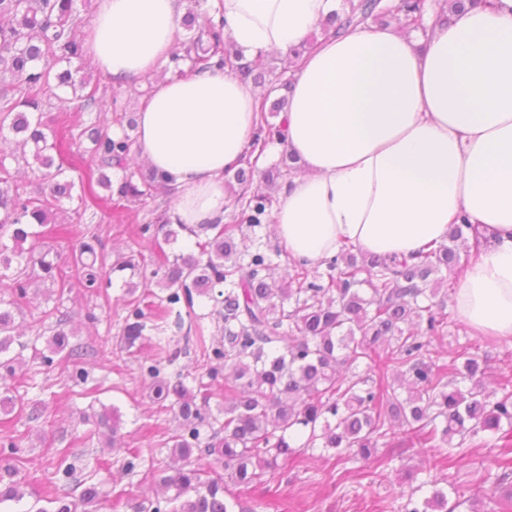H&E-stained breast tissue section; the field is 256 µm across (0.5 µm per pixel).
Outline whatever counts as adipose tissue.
Listing matches in <instances>:
<instances>
[{
	"label": "adipose tissue",
	"mask_w": 512,
	"mask_h": 512,
	"mask_svg": "<svg viewBox=\"0 0 512 512\" xmlns=\"http://www.w3.org/2000/svg\"><path fill=\"white\" fill-rule=\"evenodd\" d=\"M209 2L249 58L318 36L286 92L302 171L280 183L271 222L289 258L314 267L345 242L407 256L466 215L488 245L463 263L458 315L512 343V0L464 6L423 37L402 22L321 33L340 0ZM183 14V0H97L86 57L114 86L150 79L135 151L170 178V223L220 224L224 176L245 161L259 114L222 70L167 72Z\"/></svg>",
	"instance_id": "ef3b65f1"
}]
</instances>
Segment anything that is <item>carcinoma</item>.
<instances>
[{
  "label": "carcinoma",
  "mask_w": 512,
  "mask_h": 512,
  "mask_svg": "<svg viewBox=\"0 0 512 512\" xmlns=\"http://www.w3.org/2000/svg\"><path fill=\"white\" fill-rule=\"evenodd\" d=\"M77 0H0V130L17 136L11 154L0 152V370L16 374L17 356L5 357L16 341L15 315L28 301L37 281L51 282L60 292L76 282L94 292L108 288L114 269L140 273L127 260L114 268L102 234L95 228L79 244L74 265L65 269L49 251H36L42 228L56 223L63 204L81 221L87 201L75 192L62 155L63 144L89 142L94 169L89 178L117 195V204L142 207L172 192L168 181L152 171L133 170L129 156L135 144V118L118 97L111 98L115 123L112 134L101 120L105 102L91 76L73 64L84 59ZM348 7L326 22V30L344 33L369 18L383 20L401 13L409 26L426 31L425 4L420 0H346ZM185 25L196 30L172 55L176 73L187 61L193 69L212 65L230 68L243 82L263 87L257 141L261 146L285 144L287 97L268 103L287 83L266 78L262 57L245 61L233 52L216 25L188 9ZM69 89L75 111L94 116L89 122L68 125L53 115L50 96ZM279 122L272 123L270 118ZM25 164L38 182L37 191L15 178L7 158ZM294 157L283 152L278 163L265 170L241 168L234 179L240 223L168 224L164 215L143 224L141 235L160 233L167 244L186 238L184 248L161 253L153 272L155 285L166 292L158 297L152 323H147L142 299L126 302L127 315L119 345L130 352L146 334L156 337L159 349L170 347L166 323L186 343L195 346L204 376L178 370L167 373L182 350L176 348L167 364L144 368L154 399L168 403L178 421L169 437L171 464L159 470L158 480L171 495L170 512H262L269 505L245 506L228 489L258 485L273 475L278 460L318 448L334 452L338 460L357 457L382 467L391 459L376 454L379 445L398 438L414 448L448 447L451 460L464 444L503 448L512 444V390L490 388L487 366L466 350L444 355L433 342L448 330L453 317L439 297L440 282L433 275L459 264L458 242L466 241L467 223L452 224L448 242L411 257H380L343 245L314 268L295 261L288 279L276 277L278 265L267 251L246 243L242 225L259 227L270 221L271 190L294 170ZM122 171L113 184L107 171ZM224 319V336L214 343L197 318L184 326L181 303L194 310L195 299L213 298L216 286ZM67 315L56 318L48 341L51 355L41 364H76L96 353L69 346ZM364 364L367 370L354 368ZM224 373V419L207 412L210 383ZM192 379L194 386L187 385ZM209 382H204V379ZM458 442H453L454 438ZM12 461L0 467V505L23 498L13 480L19 440L8 442ZM79 458L62 452L54 476L75 479ZM10 480H5V477ZM101 497L97 485L85 486L79 496L52 499L53 512H91ZM401 512H448V491L432 476L402 493Z\"/></svg>",
  "instance_id": "carcinoma-1"
}]
</instances>
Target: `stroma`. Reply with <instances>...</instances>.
Wrapping results in <instances>:
<instances>
[{
    "label": "stroma",
    "mask_w": 512,
    "mask_h": 512,
    "mask_svg": "<svg viewBox=\"0 0 512 512\" xmlns=\"http://www.w3.org/2000/svg\"><path fill=\"white\" fill-rule=\"evenodd\" d=\"M96 200L88 208L82 224L71 235L57 234L53 226H45L40 243L57 252L67 264L78 247L84 228L101 227L112 259L134 256L143 274H151L158 266L157 247L148 240L132 241V229L124 213L115 209L104 188H96ZM129 272L112 276L109 299L81 288H73L64 298H57L51 283L31 288L29 301L16 316L25 340L36 341V349L12 346V354L22 357L24 367L36 371V385L24 387L17 379L0 381V398L9 397L14 407L8 414V429L0 431V443L8 434H24L22 455L26 460L17 480L23 498L0 505V512H29L32 506H47L49 499L62 492L61 484L52 480L53 466L61 449L81 456L82 478L96 483L101 492L97 512H137L136 505L156 494L152 477V461L165 460L169 452L167 440L178 423L172 413L159 411L153 393L140 365L160 358V351L145 350L127 355L116 350L115 337L126 316L127 296L124 282ZM59 309L71 313L70 344H89L98 355L91 365L96 391L70 377L68 371L54 366H41L34 352L46 349L45 340L36 339L32 325L43 312ZM475 346L484 357L493 378L506 376L501 360L512 353V343L500 342L469 331L463 323L450 326L438 347L454 352ZM44 403V416L29 420L33 403ZM117 408L121 425L118 434L99 427L97 419L103 408ZM118 438L119 449H111V438ZM139 459H132L133 451ZM379 455L390 456L387 470L365 462H338L332 458H308L301 455L280 461L275 479L242 491L247 502H270L277 512H396L399 491L411 483L420 470L433 469L441 484L458 488L467 501L457 512H490L493 497H504L507 486H494L493 475L512 474V447L474 448L463 446L460 454L448 463H435L434 448H410L399 442L380 446ZM135 461L133 471H126L127 461Z\"/></svg>",
    "instance_id": "1"
}]
</instances>
